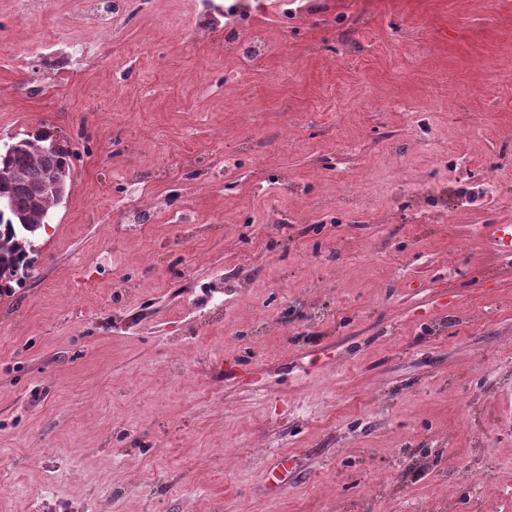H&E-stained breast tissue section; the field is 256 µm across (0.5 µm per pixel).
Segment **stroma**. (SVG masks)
<instances>
[{"mask_svg": "<svg viewBox=\"0 0 512 512\" xmlns=\"http://www.w3.org/2000/svg\"><path fill=\"white\" fill-rule=\"evenodd\" d=\"M45 2L0 0V145L73 153L0 512H512V0L260 10L245 69L200 0Z\"/></svg>", "mask_w": 512, "mask_h": 512, "instance_id": "stroma-1", "label": "stroma"}]
</instances>
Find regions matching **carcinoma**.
<instances>
[{"label":"carcinoma","instance_id":"carcinoma-1","mask_svg":"<svg viewBox=\"0 0 512 512\" xmlns=\"http://www.w3.org/2000/svg\"><path fill=\"white\" fill-rule=\"evenodd\" d=\"M47 141L43 134L29 135L0 154V195L9 200L7 211L0 216V292L9 293L13 285L22 284L18 273L32 262L30 237L49 223L57 205L53 196L36 203L30 194L32 185L51 177L62 158L70 155L63 146L56 152L42 150Z\"/></svg>","mask_w":512,"mask_h":512}]
</instances>
